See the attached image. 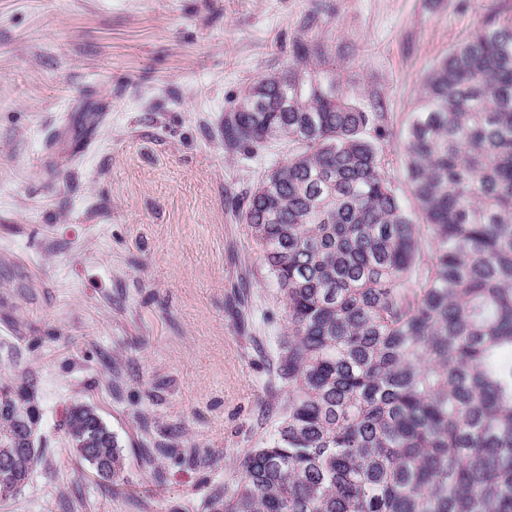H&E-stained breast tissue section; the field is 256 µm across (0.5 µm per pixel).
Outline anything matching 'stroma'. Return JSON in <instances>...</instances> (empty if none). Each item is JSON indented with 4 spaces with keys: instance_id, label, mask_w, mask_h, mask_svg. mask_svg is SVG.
<instances>
[{
    "instance_id": "35a3bbf8",
    "label": "stroma",
    "mask_w": 512,
    "mask_h": 512,
    "mask_svg": "<svg viewBox=\"0 0 512 512\" xmlns=\"http://www.w3.org/2000/svg\"><path fill=\"white\" fill-rule=\"evenodd\" d=\"M512 0H0V382L38 383L44 463L0 512H204L286 413L284 311L226 202L288 154L224 152V111L296 37L403 136L429 69ZM319 27L306 32V16ZM93 407L125 479L63 433Z\"/></svg>"
}]
</instances>
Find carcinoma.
I'll return each mask as SVG.
<instances>
[{"mask_svg": "<svg viewBox=\"0 0 512 512\" xmlns=\"http://www.w3.org/2000/svg\"><path fill=\"white\" fill-rule=\"evenodd\" d=\"M257 78L224 152L288 143L231 203L285 310L286 415L206 512H512V14L485 18L426 75L402 143L411 201L370 112L312 60ZM33 379L0 383V499L43 461ZM64 435L106 483L125 455L97 411Z\"/></svg>", "mask_w": 512, "mask_h": 512, "instance_id": "carcinoma-1", "label": "carcinoma"}]
</instances>
